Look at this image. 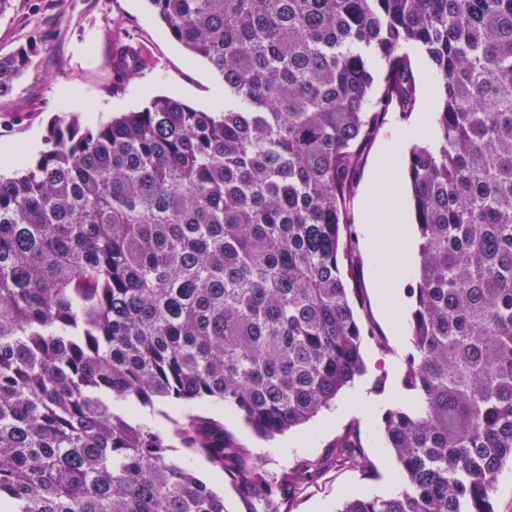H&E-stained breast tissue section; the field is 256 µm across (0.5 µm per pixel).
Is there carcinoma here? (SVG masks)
<instances>
[{
    "label": "carcinoma",
    "instance_id": "carcinoma-1",
    "mask_svg": "<svg viewBox=\"0 0 512 512\" xmlns=\"http://www.w3.org/2000/svg\"><path fill=\"white\" fill-rule=\"evenodd\" d=\"M224 80V109L154 97L56 121L0 177V512H228L185 448L280 512L319 470L267 479L224 424L124 407L224 402L284 434L364 372L346 204L387 114L417 230L403 385L382 417L403 482L339 512H494L512 462V0H147ZM418 47L442 79L421 105ZM383 61L376 80L372 60ZM30 59L0 57V95ZM119 52L116 84L142 67ZM333 458L371 467L353 432Z\"/></svg>",
    "mask_w": 512,
    "mask_h": 512
}]
</instances>
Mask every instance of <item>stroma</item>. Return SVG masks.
Masks as SVG:
<instances>
[{"label": "stroma", "mask_w": 512, "mask_h": 512, "mask_svg": "<svg viewBox=\"0 0 512 512\" xmlns=\"http://www.w3.org/2000/svg\"><path fill=\"white\" fill-rule=\"evenodd\" d=\"M119 41L140 50L143 66L117 88L113 85V47ZM21 46L30 50L28 67L12 90L0 96V151L9 152L8 167L0 170L5 177L38 158L53 119L75 114L81 125L98 126L173 91L198 109L211 110L224 103L223 80L207 62L191 58L164 34L163 24L147 0H11L9 9L0 14V55L11 54ZM416 124V119L404 121L398 113H389L385 126L366 150L359 186L348 206L360 256L356 279L365 299L362 316L374 330L362 341L365 372L355 380L365 389L367 404L334 419L320 413L307 424L272 438L254 434L220 402L188 404L178 412L159 405L136 413L139 423L169 431L189 415L216 419L274 479L291 464L307 460L319 463L318 473L293 495L282 512H339L352 497H388L399 484L383 448L380 419L386 409L409 399L402 377L410 342L387 316L380 285L391 265L369 247L362 212L382 163L383 145ZM353 426L359 429L374 470L348 467L332 459L331 443ZM189 464L208 486L223 493L228 512H250V504L238 495L224 472L211 468L197 455L190 456Z\"/></svg>", "instance_id": "stroma-1"}]
</instances>
